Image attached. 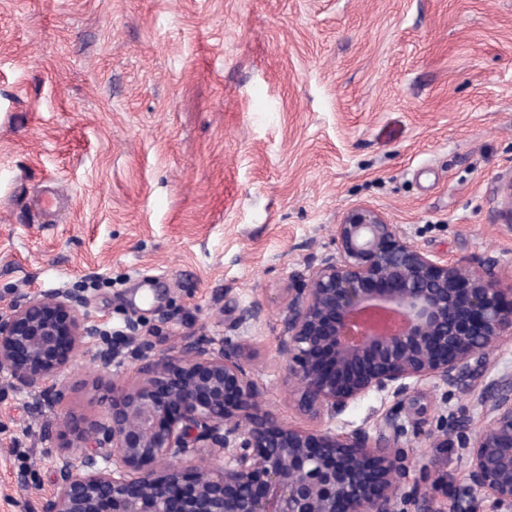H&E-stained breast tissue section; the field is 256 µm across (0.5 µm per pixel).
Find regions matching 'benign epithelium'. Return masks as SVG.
<instances>
[{
    "mask_svg": "<svg viewBox=\"0 0 512 512\" xmlns=\"http://www.w3.org/2000/svg\"><path fill=\"white\" fill-rule=\"evenodd\" d=\"M335 240L336 251L288 289L278 340L292 395L312 418L332 421L371 393L402 405L425 382L481 373L512 336V288L495 265L475 272L430 254L366 205L342 213ZM131 344L142 351L137 387L114 384L105 415L79 429L45 422L47 436L76 445L53 456L41 512H396L408 475L396 418L376 437L284 422L244 340L183 336L149 355L139 325L114 332L74 293L45 291L0 312V377L61 407L60 377L76 350L97 347L107 367ZM478 401L488 422L466 443L467 497L448 512H471L484 496L512 512V368Z\"/></svg>",
    "mask_w": 512,
    "mask_h": 512,
    "instance_id": "obj_1",
    "label": "benign epithelium"
}]
</instances>
